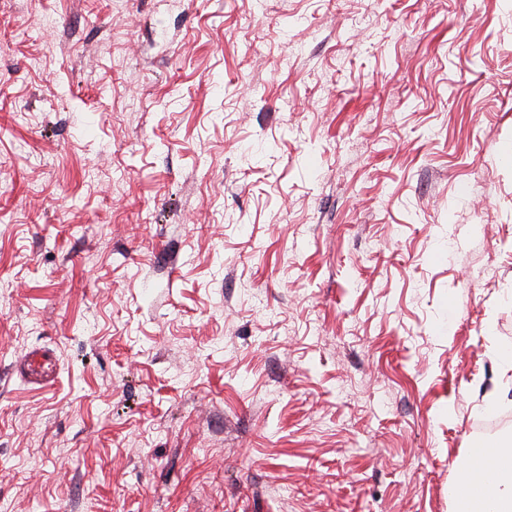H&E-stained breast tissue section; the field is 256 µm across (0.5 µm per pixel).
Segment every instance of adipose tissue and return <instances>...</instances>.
Here are the masks:
<instances>
[{"label":"adipose tissue","instance_id":"obj_1","mask_svg":"<svg viewBox=\"0 0 512 512\" xmlns=\"http://www.w3.org/2000/svg\"><path fill=\"white\" fill-rule=\"evenodd\" d=\"M454 502L461 512H512V450L490 441L482 453L464 458Z\"/></svg>","mask_w":512,"mask_h":512}]
</instances>
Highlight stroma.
I'll return each instance as SVG.
<instances>
[{
  "mask_svg": "<svg viewBox=\"0 0 512 512\" xmlns=\"http://www.w3.org/2000/svg\"><path fill=\"white\" fill-rule=\"evenodd\" d=\"M509 347L512 0H0V512H451ZM53 367L50 355L42 350L30 352L18 365L21 373L29 377H42L46 372H53Z\"/></svg>",
  "mask_w": 512,
  "mask_h": 512,
  "instance_id": "1",
  "label": "stroma"
}]
</instances>
